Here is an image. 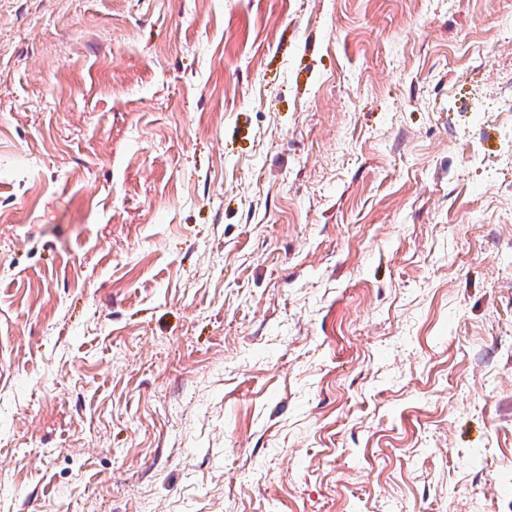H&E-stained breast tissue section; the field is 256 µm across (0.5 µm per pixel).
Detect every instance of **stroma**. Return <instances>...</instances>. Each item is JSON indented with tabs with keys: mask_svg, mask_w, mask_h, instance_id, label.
Returning a JSON list of instances; mask_svg holds the SVG:
<instances>
[{
	"mask_svg": "<svg viewBox=\"0 0 512 512\" xmlns=\"http://www.w3.org/2000/svg\"><path fill=\"white\" fill-rule=\"evenodd\" d=\"M512 0H0V512H512Z\"/></svg>",
	"mask_w": 512,
	"mask_h": 512,
	"instance_id": "1",
	"label": "stroma"
}]
</instances>
